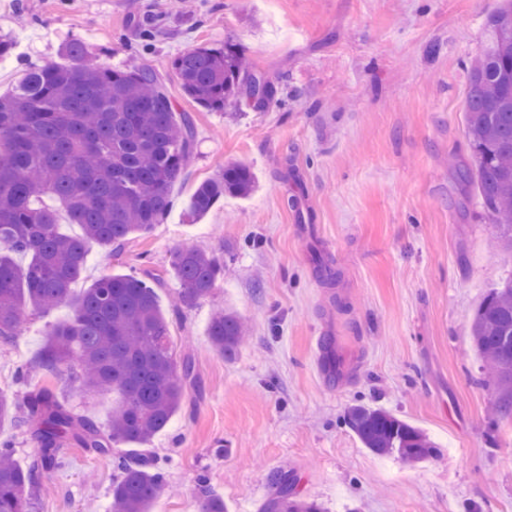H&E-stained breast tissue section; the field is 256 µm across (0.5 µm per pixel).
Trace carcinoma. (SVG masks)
<instances>
[{
    "instance_id": "obj_1",
    "label": "carcinoma",
    "mask_w": 512,
    "mask_h": 512,
    "mask_svg": "<svg viewBox=\"0 0 512 512\" xmlns=\"http://www.w3.org/2000/svg\"><path fill=\"white\" fill-rule=\"evenodd\" d=\"M66 63L32 64L8 95H0V343L8 346L33 314L69 305L72 316L54 327L37 367L54 375L76 368L84 390L117 392L109 430L76 415L46 387H34L19 406L0 390V423L26 427L40 452L23 467L12 445H0V512H31L42 471L72 444L112 453L117 443L143 444L180 410L193 378L188 360L177 362L166 315L154 287L134 275L97 280L78 298L72 285L96 243L119 251L162 223L170 187L194 154L190 115L176 108L168 86L146 64L111 68L91 59L79 39L64 45ZM184 96L223 111L241 103L264 109L275 87L249 67L232 44L189 48L171 61ZM466 137L484 212L495 224L496 247L512 253V0L486 21L485 42L469 67ZM257 179L244 164H229L200 182L188 216L198 219L224 196H250ZM52 196L64 205L79 237L57 229L54 211L35 201ZM172 266L180 302L210 297L224 275V259L179 247ZM471 347L482 359L485 384L496 392L494 415L512 419V275L489 289L469 325ZM246 327L217 308L210 319L212 347L226 359L240 351ZM345 422L364 448L418 464L439 455L422 430L365 404L347 410ZM109 512H153L166 485L152 457L121 455ZM270 512H325L295 496L288 476L273 480ZM202 512H227L204 490Z\"/></svg>"
}]
</instances>
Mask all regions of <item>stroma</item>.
<instances>
[{"label":"stroma","instance_id":"stroma-1","mask_svg":"<svg viewBox=\"0 0 512 512\" xmlns=\"http://www.w3.org/2000/svg\"><path fill=\"white\" fill-rule=\"evenodd\" d=\"M502 0H0V32L16 48L0 67V94L31 63L59 60L66 37L97 62H139L141 22L157 34L147 59L200 45L236 44L277 90L270 107L210 111L183 95L195 122V160L171 188L162 224L121 255L88 247L74 294L98 279H157L177 359L195 381L168 428L145 443L165 460L154 512H200L199 475L229 512H266L272 479L328 512H512V422L492 415L469 322L489 288L512 275L496 252L474 179L464 110L468 67ZM241 162L259 188L225 198L204 217L186 209L196 186ZM224 258L213 297L176 306L172 252ZM235 311L247 341L234 359L208 336L213 302ZM60 307L28 317L0 350V390L55 396L99 428L114 397L86 395L70 371L34 364ZM326 341L336 371L323 381L310 354ZM383 408L425 431L438 458L410 465L363 448L345 423L354 404ZM63 449L43 472L34 512H107L114 456Z\"/></svg>","mask_w":512,"mask_h":512}]
</instances>
